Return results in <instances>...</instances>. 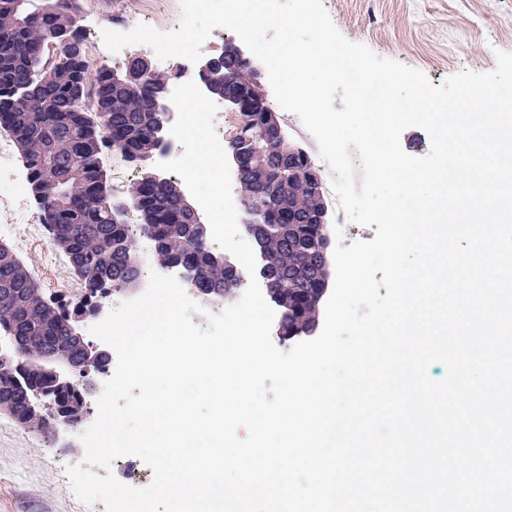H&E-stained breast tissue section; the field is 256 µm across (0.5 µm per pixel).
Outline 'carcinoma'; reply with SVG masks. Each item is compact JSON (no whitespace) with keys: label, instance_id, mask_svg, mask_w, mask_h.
Instances as JSON below:
<instances>
[{"label":"carcinoma","instance_id":"1","mask_svg":"<svg viewBox=\"0 0 512 512\" xmlns=\"http://www.w3.org/2000/svg\"><path fill=\"white\" fill-rule=\"evenodd\" d=\"M79 0H0V129L9 133L28 170L41 224L52 245L64 253L82 282L75 304L41 302L43 289L32 269L12 248L0 244V413L36 435L52 433L53 415L71 419L90 412L93 377L105 362L87 357L73 320L79 308L120 295L137 285L127 208L106 185L101 156L110 149L138 165L166 148L169 112L158 107L171 74L147 69L146 58H132L124 70H94L86 53L74 59L46 49L61 34L84 47L78 26ZM256 70L248 58L228 49L199 71L207 91L222 99L238 97L250 106L260 91L242 92L236 76ZM263 113L235 130L227 149L242 162L238 189L246 215V235L267 265L274 301L285 312L291 336L317 329L329 273L322 268L321 239L328 226L318 223L317 204L308 194L289 191L288 164L271 139L256 137ZM268 172L257 185L252 170ZM140 215L138 231L153 235V261L182 268L207 301L232 297L241 273H224L226 259L209 244L201 223L178 182L148 173L129 189ZM84 370L81 379L61 384L51 378V361Z\"/></svg>","mask_w":512,"mask_h":512}]
</instances>
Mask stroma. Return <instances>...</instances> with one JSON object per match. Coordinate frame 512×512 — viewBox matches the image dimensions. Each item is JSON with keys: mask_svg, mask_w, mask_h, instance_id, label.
Wrapping results in <instances>:
<instances>
[{"mask_svg": "<svg viewBox=\"0 0 512 512\" xmlns=\"http://www.w3.org/2000/svg\"><path fill=\"white\" fill-rule=\"evenodd\" d=\"M145 0H95L92 11L79 14L78 26L86 44L103 41V30L121 17L139 18ZM333 23L349 40L362 43L381 57L421 70L433 85L462 71L487 72L496 66V51L512 53V0H323ZM282 126L292 141L310 154L318 169L329 204L330 224H339L342 212L332 189V175L318 144L299 117L279 110ZM39 217L28 183V171L19 155L0 167V225L22 227ZM35 271L48 296L78 302L80 284L65 256L48 238L19 241L0 236ZM81 429L60 430L58 437L36 441L0 414V512H81L77 497L64 491L69 476L56 475L48 461L57 456L63 466L77 456L64 451L79 443Z\"/></svg>", "mask_w": 512, "mask_h": 512, "instance_id": "stroma-1", "label": "stroma"}]
</instances>
